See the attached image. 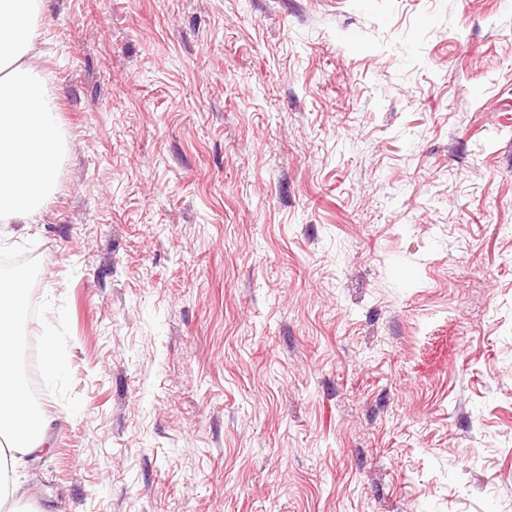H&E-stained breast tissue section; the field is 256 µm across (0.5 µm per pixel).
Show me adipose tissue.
I'll use <instances>...</instances> for the list:
<instances>
[{
    "mask_svg": "<svg viewBox=\"0 0 512 512\" xmlns=\"http://www.w3.org/2000/svg\"><path fill=\"white\" fill-rule=\"evenodd\" d=\"M44 0H0V222H27L55 187L62 141L57 100L29 60ZM28 274L0 282V497L14 494L17 456L34 447L43 424L19 376L14 348L25 319Z\"/></svg>",
    "mask_w": 512,
    "mask_h": 512,
    "instance_id": "ef3b65f1",
    "label": "adipose tissue"
}]
</instances>
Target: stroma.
I'll use <instances>...</instances> for the list:
<instances>
[{"mask_svg":"<svg viewBox=\"0 0 512 512\" xmlns=\"http://www.w3.org/2000/svg\"><path fill=\"white\" fill-rule=\"evenodd\" d=\"M56 328L15 512H512V0H44ZM43 344V366L47 374L54 376L62 370L63 359L57 349L56 343L52 336L53 332L46 330Z\"/></svg>","mask_w":512,"mask_h":512,"instance_id":"stroma-1","label":"stroma"}]
</instances>
